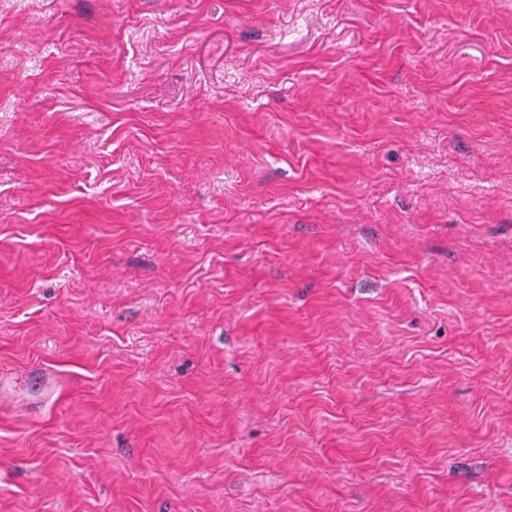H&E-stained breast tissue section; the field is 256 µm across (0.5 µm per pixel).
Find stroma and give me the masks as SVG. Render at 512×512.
I'll return each mask as SVG.
<instances>
[{
	"label": "stroma",
	"mask_w": 512,
	"mask_h": 512,
	"mask_svg": "<svg viewBox=\"0 0 512 512\" xmlns=\"http://www.w3.org/2000/svg\"><path fill=\"white\" fill-rule=\"evenodd\" d=\"M0 512H512V0H0Z\"/></svg>",
	"instance_id": "35a3bbf8"
}]
</instances>
